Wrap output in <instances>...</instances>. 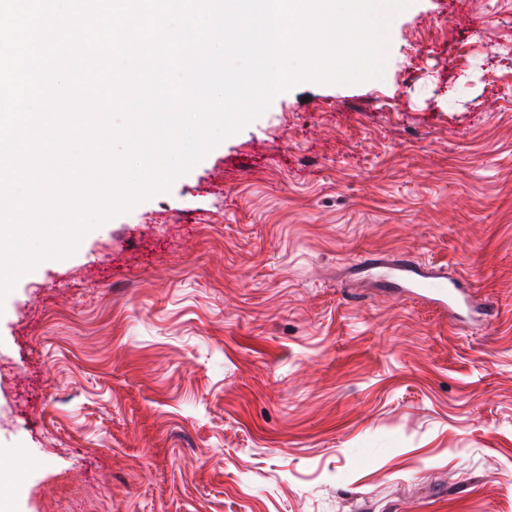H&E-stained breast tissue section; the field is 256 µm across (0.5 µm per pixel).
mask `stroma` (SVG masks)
<instances>
[{
    "instance_id": "1",
    "label": "stroma",
    "mask_w": 512,
    "mask_h": 512,
    "mask_svg": "<svg viewBox=\"0 0 512 512\" xmlns=\"http://www.w3.org/2000/svg\"><path fill=\"white\" fill-rule=\"evenodd\" d=\"M0 448L17 512H512V0H412L382 78L296 84L22 275ZM359 265L381 268L386 275L398 280L419 297L437 305V308L451 316H460L463 311L471 312L473 305L467 287L457 282H448L435 270L415 263L410 257L386 259L380 256L363 258Z\"/></svg>"
}]
</instances>
